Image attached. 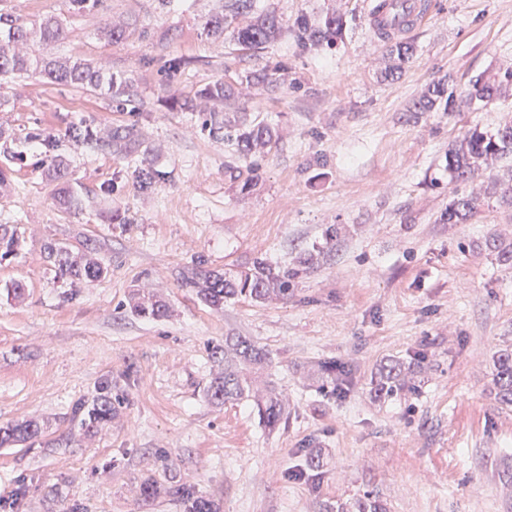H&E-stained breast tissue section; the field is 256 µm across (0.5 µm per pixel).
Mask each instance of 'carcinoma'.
Segmentation results:
<instances>
[{
    "instance_id": "obj_1",
    "label": "carcinoma",
    "mask_w": 512,
    "mask_h": 512,
    "mask_svg": "<svg viewBox=\"0 0 512 512\" xmlns=\"http://www.w3.org/2000/svg\"><path fill=\"white\" fill-rule=\"evenodd\" d=\"M73 10L78 14H104L107 0H71ZM203 30L215 36L224 35V30L232 29L236 42L247 50L259 51L275 41L279 36L292 32L297 44L308 50L323 46L333 47L343 40L348 21L343 15L327 14L317 24L301 18L293 29L284 26L272 13L257 10L256 0H224V11L210 14L202 20ZM394 64L385 77L394 79L402 74L404 65L413 54V46L408 42L394 41L391 37L379 34ZM67 39L64 20L49 16L38 24L30 25L25 20L8 12H0V77L40 79L57 85H73L90 91H105L115 107L124 109L137 105V90L129 79L117 78L110 72L90 64L81 58L48 57L15 47H30L35 43H57ZM288 67L277 63L259 72L247 75L252 81L277 84L284 81ZM456 88L446 80L429 85L414 103L417 112H430L442 99L446 104L454 103ZM200 96L211 103L202 112V127L214 138L236 147L243 157H249L257 146H263L273 137L272 128L260 121L250 124H230L224 121V105L230 102L231 88L222 81L207 86ZM69 139L89 148H107L117 154L129 152L132 145L131 131L127 127H117L110 140L100 142L91 127L73 125L69 129ZM512 157V119L501 125L496 133L487 134L474 128L463 138L448 148V171L459 184L469 182L490 160ZM47 177L55 183L54 201L60 211L69 213L79 208L80 197L70 183L68 164L55 158L47 166ZM167 180V172L142 161L126 169V182L138 191H148ZM479 206V198L471 193L454 192L448 209L440 216V221L448 224H461ZM25 242L24 231L18 224H0V262L18 253ZM43 253L47 263L54 268L58 278L72 283L104 278L109 267L97 256V251L74 252L68 246L50 240L44 243ZM312 265V255L298 261L290 268L274 266L265 258H257L251 268L241 271H215L204 266L199 260L191 267L178 272L181 286L191 288L197 298L214 309L224 308V303L239 297L262 301L271 296L288 297L294 282L301 272ZM132 314L160 320L167 316L164 301L137 292L129 304ZM268 361L267 355L244 337L224 338V375L215 379L207 390L208 400L215 405L226 402L247 401L252 398V380L248 370L260 369ZM413 369L398 360H389L374 373V392L383 399L402 393L417 391L411 378ZM493 384L496 399L502 405H512V349L498 350L493 356ZM255 407L262 424L276 428L285 419L286 408L274 384H269L265 395L255 400ZM112 395L101 394L92 402H80L74 408L81 428L92 432L112 421ZM42 434L40 424L26 420L16 424L0 426V447L10 448L20 443L33 441ZM143 500L171 496L180 500L183 512H221L219 504L202 495L191 484L167 485L151 474L141 485ZM338 512H386L379 494L371 490L349 503L338 505Z\"/></svg>"
}]
</instances>
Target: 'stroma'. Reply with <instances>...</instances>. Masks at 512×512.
<instances>
[{
  "instance_id": "obj_1",
  "label": "stroma",
  "mask_w": 512,
  "mask_h": 512,
  "mask_svg": "<svg viewBox=\"0 0 512 512\" xmlns=\"http://www.w3.org/2000/svg\"><path fill=\"white\" fill-rule=\"evenodd\" d=\"M256 3L288 25L333 10L351 24L330 49L308 52L288 36L253 53L202 29L220 0H108L103 17L74 14L69 0H0L28 21L65 20L68 39L42 46L44 55L90 60L139 92L138 111L119 112L78 87L0 79V124L24 156L0 191V224L25 236L20 254L0 263V425H44L34 442L0 448V512L75 502L88 512H180L169 497L144 502L148 473L195 485L223 512H334L371 489L388 512H512V406L497 402L491 376L493 354L512 346V264L498 258L512 250V205L493 188L512 161L467 183L481 202L466 223L440 220L453 189L449 145L472 128L495 132L512 114V84L449 111L413 107L439 79L466 92L512 69V0H428L426 21L402 36L415 54L394 80L381 74L388 61L369 0ZM108 20L128 25V37L109 41ZM173 58L182 66L169 85ZM278 61L285 83L244 85ZM217 79L240 88L236 120L276 130L254 161L211 138L198 113L165 104ZM78 123L101 140L132 128L137 159L167 181L144 193L128 186L127 157L68 139ZM32 129L56 139L81 209L56 207ZM109 211L128 224L107 223ZM51 238L75 249L93 242L109 276L58 279L43 255ZM312 250L314 266L285 300H233L216 312L176 278L200 259L216 270L258 257L291 266ZM16 281L24 299L2 296ZM136 288L164 300L167 318L133 316ZM228 336L269 353L255 385L273 381L287 405L277 429L248 402L208 400L224 372L212 350ZM419 355V394L373 398L380 363ZM324 362L348 368L343 393L332 394ZM105 384L112 421L85 433L71 408Z\"/></svg>"
}]
</instances>
